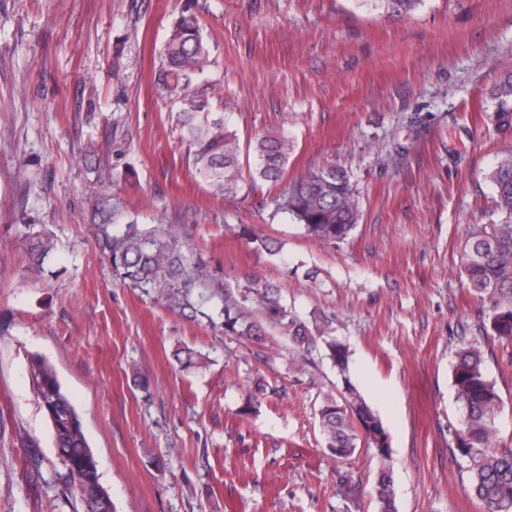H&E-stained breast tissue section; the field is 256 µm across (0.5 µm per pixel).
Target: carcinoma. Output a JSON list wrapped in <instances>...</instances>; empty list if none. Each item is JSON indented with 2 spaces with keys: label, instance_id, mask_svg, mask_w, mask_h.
Returning <instances> with one entry per match:
<instances>
[{
  "label": "carcinoma",
  "instance_id": "cac0c4a2",
  "mask_svg": "<svg viewBox=\"0 0 512 512\" xmlns=\"http://www.w3.org/2000/svg\"><path fill=\"white\" fill-rule=\"evenodd\" d=\"M393 16L410 14L422 0H362ZM163 61L154 83L170 100L172 120L188 146L194 177L217 195L234 196L244 185L242 146L237 131L216 111L205 78L214 61L212 45L196 16L183 13L163 46ZM494 118L501 128L512 127V73L493 92ZM294 141L283 132L259 135L248 145L253 156L252 179L283 180ZM495 197L496 220L469 227L460 252V270L482 305L486 338L506 350L501 358L512 366V151L499 155L488 171ZM273 215L299 224L302 234L326 246L345 242L356 229L359 200L346 170L317 167L288 183L273 200ZM96 212L108 219L93 225L98 251L113 276L128 288L154 296L169 309L189 318L206 320L213 330L239 342L261 343L269 332L291 346L288 368L301 369L316 353L328 360L340 377L338 396L325 398L319 409L324 447L340 460L354 454L358 443L372 450L377 461L373 484L378 512H397L388 433L381 418L361 396L349 374L348 346L332 336L322 319L306 320L288 310L281 288L273 283L233 285L215 276L187 239L158 217L152 225L120 221L111 199L96 202ZM238 234L269 256L282 250L279 241L254 224H240ZM16 246L27 258L26 271L40 276L54 248V238L38 224H20ZM485 350L477 344L459 348L452 381L463 418L455 434V450L467 461L471 489L483 512H512V448H494L502 400L485 371ZM34 392L51 421L57 447L63 449L64 472L58 474L64 491L77 495L82 512H115L111 497L100 484L81 421L52 367L36 357L30 364ZM267 384L252 379L237 415L252 413Z\"/></svg>",
  "mask_w": 512,
  "mask_h": 512
}]
</instances>
